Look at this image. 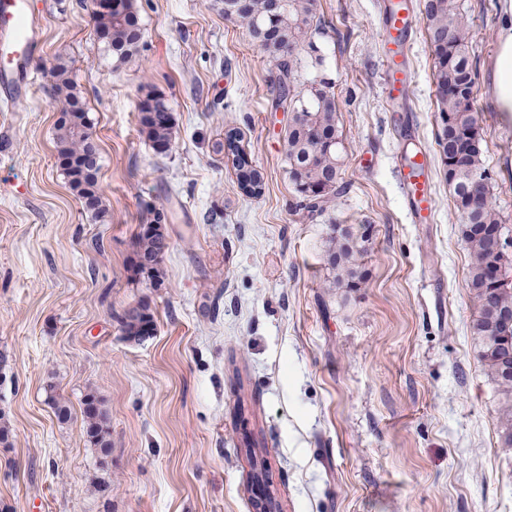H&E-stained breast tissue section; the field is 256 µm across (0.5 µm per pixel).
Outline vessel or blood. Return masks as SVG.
<instances>
[{
    "label": "vessel or blood",
    "mask_w": 512,
    "mask_h": 512,
    "mask_svg": "<svg viewBox=\"0 0 512 512\" xmlns=\"http://www.w3.org/2000/svg\"><path fill=\"white\" fill-rule=\"evenodd\" d=\"M418 23V16L407 6L385 17L384 36L389 45L384 69L385 94L394 112L406 109L410 85L407 40ZM40 30V18L33 10L31 0H0V84L11 85L14 77L25 68ZM397 176L414 221L431 222L434 196L427 154L417 152L405 157L397 169Z\"/></svg>",
    "instance_id": "vessel-or-blood-1"
}]
</instances>
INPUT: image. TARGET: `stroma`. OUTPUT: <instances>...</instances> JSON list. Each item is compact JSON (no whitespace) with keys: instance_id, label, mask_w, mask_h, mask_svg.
I'll return each instance as SVG.
<instances>
[{"instance_id":"1","label":"stroma","mask_w":512,"mask_h":512,"mask_svg":"<svg viewBox=\"0 0 512 512\" xmlns=\"http://www.w3.org/2000/svg\"><path fill=\"white\" fill-rule=\"evenodd\" d=\"M385 2L316 0L322 64L303 57V76L332 84L345 191L310 214L288 175L276 62L212 0H136L143 40L120 66L91 0H33L34 83L0 111V503L12 512H256L267 491L281 512H512V448L471 331L470 255L436 143L432 52L423 31L410 37L408 114L394 119ZM502 3L461 8L491 193L512 229V115L492 108L488 85ZM60 67L99 147L102 223L56 151ZM151 91L175 116L164 154L138 123ZM231 128L264 175L259 197L224 158ZM408 135L432 170L430 224L414 223L396 176ZM153 207L169 240L159 288L128 272ZM338 227L366 236L356 288L331 285ZM142 303L155 332L127 340L120 318ZM90 390L109 417L105 457L84 435Z\"/></svg>"}]
</instances>
